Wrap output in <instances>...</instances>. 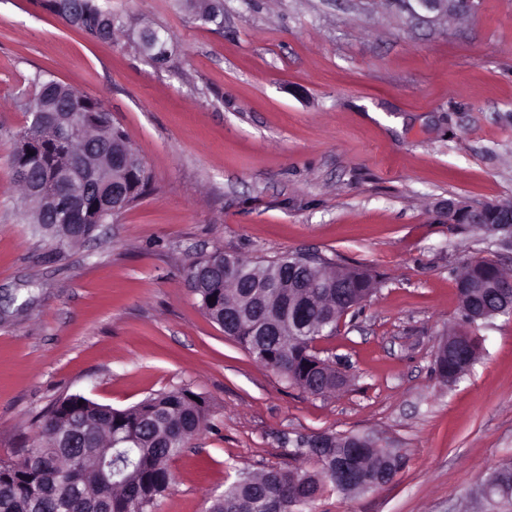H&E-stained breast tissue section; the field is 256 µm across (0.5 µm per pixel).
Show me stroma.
I'll return each mask as SVG.
<instances>
[{"label": "stroma", "mask_w": 512, "mask_h": 512, "mask_svg": "<svg viewBox=\"0 0 512 512\" xmlns=\"http://www.w3.org/2000/svg\"><path fill=\"white\" fill-rule=\"evenodd\" d=\"M125 27L76 32L43 0H0V461L58 398L115 409L188 388L210 427L171 464L155 512H207L239 471L296 467L306 437L370 434L395 479L313 512H512L481 487L512 463V318L478 324L480 359L434 373L456 327L455 276L499 236L448 223L449 199L512 202V0L460 17L398 0H223L222 25L176 0H98ZM177 47L161 65L131 33ZM42 72L98 99L150 175L146 194L72 247L15 207L12 135ZM317 254L376 277L315 344L346 377L315 396L256 363L205 315L184 274L214 250Z\"/></svg>", "instance_id": "35a3bbf8"}]
</instances>
